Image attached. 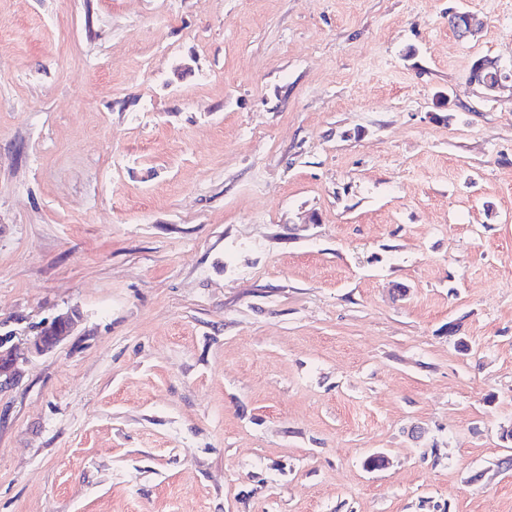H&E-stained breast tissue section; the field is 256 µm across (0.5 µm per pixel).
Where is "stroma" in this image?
<instances>
[{
    "mask_svg": "<svg viewBox=\"0 0 512 512\" xmlns=\"http://www.w3.org/2000/svg\"><path fill=\"white\" fill-rule=\"evenodd\" d=\"M1 25L0 512H512V0ZM74 322L75 315L73 312L58 314L45 321L39 334L31 343L32 349L36 353H44L52 349L71 333ZM1 334L0 338V385L14 381L20 374V366L27 361L24 353L18 352V348L11 343V339Z\"/></svg>",
    "mask_w": 512,
    "mask_h": 512,
    "instance_id": "obj_1",
    "label": "stroma"
}]
</instances>
